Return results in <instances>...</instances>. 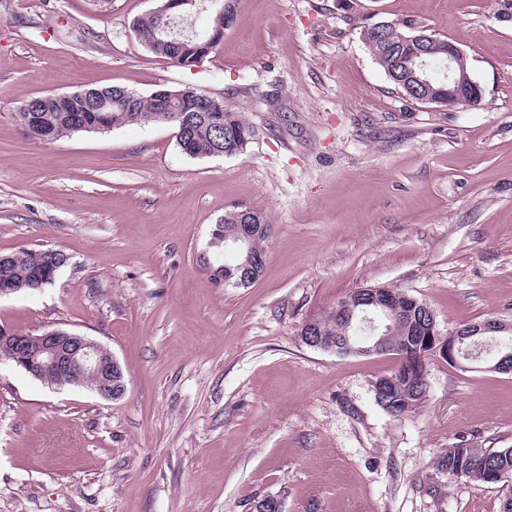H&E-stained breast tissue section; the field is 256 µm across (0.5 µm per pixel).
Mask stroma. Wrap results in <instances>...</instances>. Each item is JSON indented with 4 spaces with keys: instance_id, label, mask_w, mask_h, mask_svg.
Returning a JSON list of instances; mask_svg holds the SVG:
<instances>
[{
    "instance_id": "1",
    "label": "stroma",
    "mask_w": 512,
    "mask_h": 512,
    "mask_svg": "<svg viewBox=\"0 0 512 512\" xmlns=\"http://www.w3.org/2000/svg\"><path fill=\"white\" fill-rule=\"evenodd\" d=\"M156 0H0V254L53 248L52 285L0 298V327L107 347L126 391L51 387L0 364V512H501L449 475L448 448H512V374L425 363L429 397L376 402L390 355L338 356L302 324L357 288H400L440 331L512 322V0H239L191 68L139 40ZM411 21L459 46L474 108L408 100L364 26ZM124 86L205 90L257 135L192 158L169 124L47 143L30 98ZM274 232L260 278L201 259L226 208Z\"/></svg>"
}]
</instances>
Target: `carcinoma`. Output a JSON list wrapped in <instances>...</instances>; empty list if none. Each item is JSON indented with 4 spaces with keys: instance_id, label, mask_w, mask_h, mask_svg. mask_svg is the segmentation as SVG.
Returning a JSON list of instances; mask_svg holds the SVG:
<instances>
[{
    "instance_id": "1",
    "label": "carcinoma",
    "mask_w": 512,
    "mask_h": 512,
    "mask_svg": "<svg viewBox=\"0 0 512 512\" xmlns=\"http://www.w3.org/2000/svg\"><path fill=\"white\" fill-rule=\"evenodd\" d=\"M161 24L162 19L150 12L136 21L135 28L152 53L168 59L170 54L175 52L176 47L171 44L152 42V36ZM363 39L375 63L388 73L389 79H394V75L389 73L392 58L386 46L375 41L370 34L363 36ZM93 93L102 106L99 111H79V108L84 106L85 91L81 90L74 92L73 97L64 102H59L53 98V95L46 94L38 103L39 111H18L15 118L31 137L42 141H56L76 132H102L125 125L172 124L183 129L182 136L177 141L181 152L193 158L209 157L212 149L217 145L224 146V155H236L243 152L256 136L254 126L234 112L203 114L198 112L206 101V92L199 89L195 90L196 96L193 102L182 104L181 112H159L155 103L148 97L122 86L95 89ZM243 222L242 209L234 206L224 211V221L221 225L224 226V233L231 234L237 225ZM50 257L51 254L45 249L24 251L15 257V262L10 264L6 273L0 272V277L6 276L10 287L18 291L38 289L44 281ZM317 319L323 335L338 337L346 333L353 343L360 344L357 339L360 330L357 329L356 322H347L336 312V306L333 305L324 310ZM416 330L421 332L425 330L419 318L412 323L408 321L395 327L393 337L401 344ZM424 374H426V364L421 360L413 376L404 377L401 385L388 396L386 412L389 415L402 417L415 412V409L407 407L409 400L417 401L421 405L425 403L427 393L421 386ZM437 467L450 475L461 468L464 470L462 477L492 484L494 480L489 478V474L493 471L503 472L512 479V452L506 448L498 450L467 448L462 454L450 448L439 457Z\"/></svg>"
}]
</instances>
